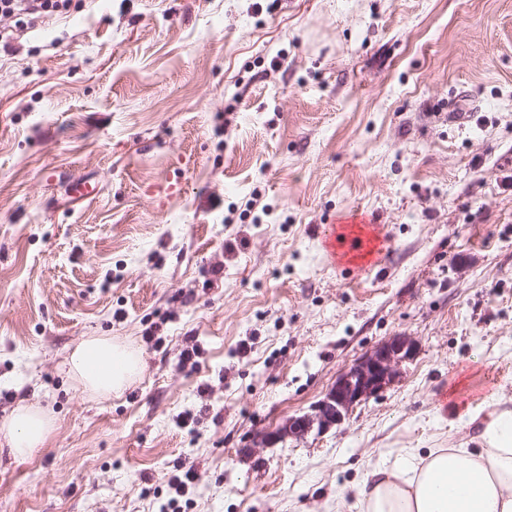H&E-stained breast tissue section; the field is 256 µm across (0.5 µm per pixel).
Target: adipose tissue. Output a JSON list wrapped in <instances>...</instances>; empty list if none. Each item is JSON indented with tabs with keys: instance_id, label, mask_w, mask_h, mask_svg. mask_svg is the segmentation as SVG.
Listing matches in <instances>:
<instances>
[{
	"instance_id": "adipose-tissue-1",
	"label": "adipose tissue",
	"mask_w": 512,
	"mask_h": 512,
	"mask_svg": "<svg viewBox=\"0 0 512 512\" xmlns=\"http://www.w3.org/2000/svg\"><path fill=\"white\" fill-rule=\"evenodd\" d=\"M67 365L84 391L108 397L138 378L142 358L130 343L91 336ZM53 424L43 408L22 404L0 421V437L22 461L44 444ZM451 425L473 431L472 447L410 450L401 463L368 470L359 491L363 512H512V407L488 404Z\"/></svg>"
}]
</instances>
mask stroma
I'll return each mask as SVG.
<instances>
[{
    "label": "stroma",
    "mask_w": 512,
    "mask_h": 512,
    "mask_svg": "<svg viewBox=\"0 0 512 512\" xmlns=\"http://www.w3.org/2000/svg\"><path fill=\"white\" fill-rule=\"evenodd\" d=\"M510 175L512 0H72L15 30L0 420L55 427L23 461L0 439V512H361L369 467L512 402ZM355 212L382 259L347 278L320 227ZM397 335L413 360L342 425L256 446ZM87 336L131 340L140 378L82 392Z\"/></svg>",
    "instance_id": "obj_1"
}]
</instances>
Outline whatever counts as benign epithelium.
Masks as SVG:
<instances>
[{
	"label": "benign epithelium",
	"instance_id": "obj_1",
	"mask_svg": "<svg viewBox=\"0 0 512 512\" xmlns=\"http://www.w3.org/2000/svg\"><path fill=\"white\" fill-rule=\"evenodd\" d=\"M415 352V341L404 335L393 336L356 360L336 381L314 413L291 416L288 430L279 429L264 436L274 444L289 434L305 437L312 429L323 432L342 424L355 405L368 400L386 388L396 377L399 367Z\"/></svg>",
	"mask_w": 512,
	"mask_h": 512
}]
</instances>
